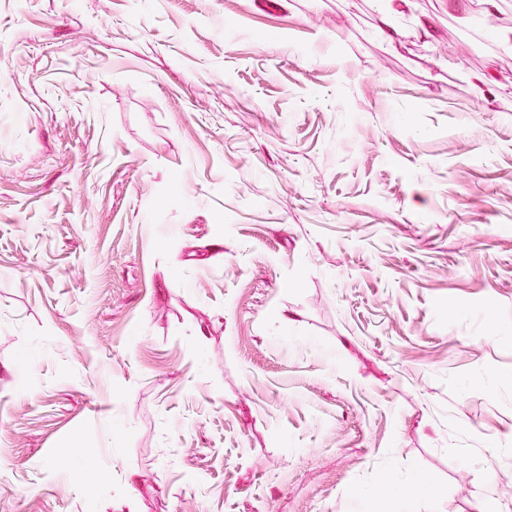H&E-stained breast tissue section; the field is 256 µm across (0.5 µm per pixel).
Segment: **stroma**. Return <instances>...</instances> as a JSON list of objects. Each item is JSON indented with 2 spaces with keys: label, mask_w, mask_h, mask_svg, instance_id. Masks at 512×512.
<instances>
[{
  "label": "stroma",
  "mask_w": 512,
  "mask_h": 512,
  "mask_svg": "<svg viewBox=\"0 0 512 512\" xmlns=\"http://www.w3.org/2000/svg\"><path fill=\"white\" fill-rule=\"evenodd\" d=\"M504 36L0 0V512H512Z\"/></svg>",
  "instance_id": "1"
}]
</instances>
